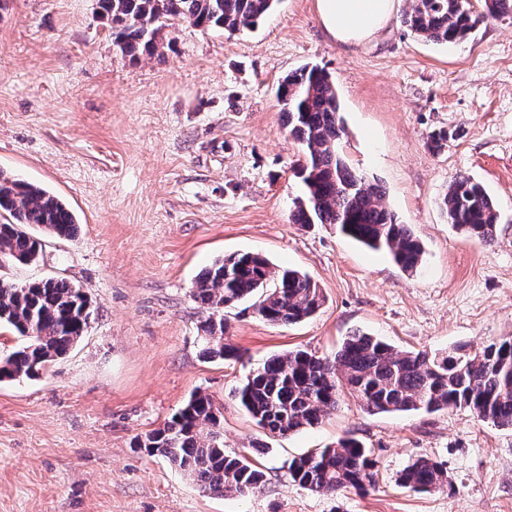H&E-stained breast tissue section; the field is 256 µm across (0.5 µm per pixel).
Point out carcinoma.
<instances>
[{"label":"carcinoma","mask_w":512,"mask_h":512,"mask_svg":"<svg viewBox=\"0 0 512 512\" xmlns=\"http://www.w3.org/2000/svg\"><path fill=\"white\" fill-rule=\"evenodd\" d=\"M276 0H97L111 22L112 41L133 61L164 46L175 25L221 29L230 34L258 25ZM512 17V0H410L401 23L434 43L461 41L484 19ZM288 135L301 146L296 174L304 192L294 201L293 224H334L343 235L371 250H384L405 273L421 265L424 247L407 224L383 204L382 187L357 172L341 141L345 127L331 73L318 65L288 73L278 85ZM448 222L479 245L491 244L501 215L483 184L454 178L439 202ZM0 266L31 264L42 253L35 226L59 238L77 234L71 209L53 193L0 172ZM192 297L207 313L201 330L203 354L211 360L237 358L224 342L228 313L252 301L255 317L270 324H296L312 317L324 298L311 277L280 269L260 253L240 252L213 261L195 280ZM90 302L74 285L48 278L23 285L0 280V326L27 343L0 360V381L37 377L84 336ZM373 413H437L464 408L477 419L512 428V336L474 350L459 344L429 354L402 350L362 331L345 337L332 358L296 349L266 358L235 390L234 398L267 437L313 427L335 411L344 391ZM224 415L213 398L194 393L163 427L136 439V447L159 455L202 492L248 496L265 474L248 456L224 450ZM371 451L353 438L293 458V482L317 493L364 490L372 485ZM412 492L448 489L441 462L420 457L400 474Z\"/></svg>","instance_id":"cac0c4a2"}]
</instances>
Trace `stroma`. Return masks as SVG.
<instances>
[{"mask_svg":"<svg viewBox=\"0 0 512 512\" xmlns=\"http://www.w3.org/2000/svg\"><path fill=\"white\" fill-rule=\"evenodd\" d=\"M307 64L336 82L347 159L422 242L416 273L335 225L290 223L301 147L276 91ZM439 131L448 141L435 152ZM0 171L60 197L79 224L72 239L42 234L40 262L2 266L0 279L62 278L93 309L46 373L0 382V512H512V428L459 408L373 414L343 395L318 426L268 438L252 459L265 484L246 497L203 493L134 445L200 390L224 406L225 450H242L259 434L232 399L249 372L294 349L334 356L357 330L429 353L512 336V20L439 45L395 17L346 50L315 0H280L254 29L184 23L133 62L96 0H0ZM460 175L501 208L490 245L438 206ZM247 251L307 273L325 302L293 325L230 315L238 358L208 361L192 285ZM346 437L371 449L375 487L326 495L292 482L290 460ZM425 456L445 463L448 490L400 486Z\"/></svg>","mask_w":512,"mask_h":512,"instance_id":"1","label":"stroma"}]
</instances>
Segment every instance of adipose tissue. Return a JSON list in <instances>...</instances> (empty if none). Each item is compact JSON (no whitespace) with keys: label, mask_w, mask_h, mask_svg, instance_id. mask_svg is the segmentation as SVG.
<instances>
[{"label":"adipose tissue","mask_w":512,"mask_h":512,"mask_svg":"<svg viewBox=\"0 0 512 512\" xmlns=\"http://www.w3.org/2000/svg\"><path fill=\"white\" fill-rule=\"evenodd\" d=\"M397 0H316L320 24L346 49L373 41L388 25Z\"/></svg>","instance_id":"ef3b65f1"}]
</instances>
